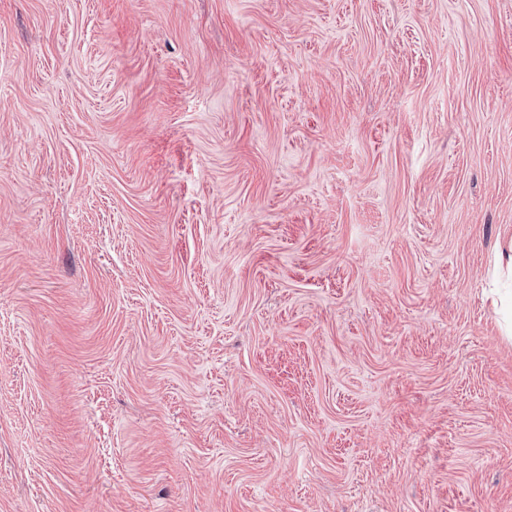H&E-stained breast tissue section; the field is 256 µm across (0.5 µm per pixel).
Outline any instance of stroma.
<instances>
[{"label": "stroma", "instance_id": "stroma-1", "mask_svg": "<svg viewBox=\"0 0 512 512\" xmlns=\"http://www.w3.org/2000/svg\"><path fill=\"white\" fill-rule=\"evenodd\" d=\"M512 0H0V512H512ZM512 237L495 255L490 274L488 296L498 316L503 335H512Z\"/></svg>", "mask_w": 512, "mask_h": 512}]
</instances>
